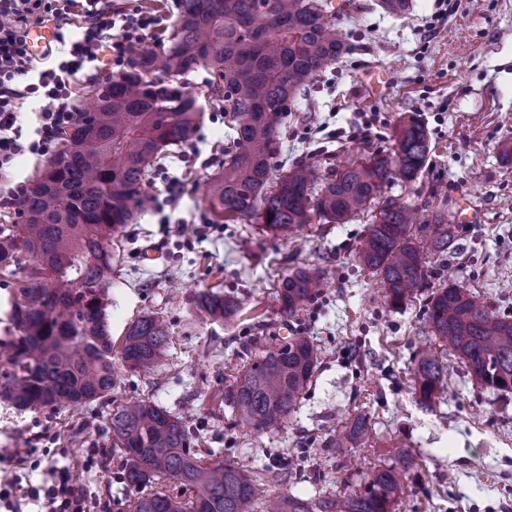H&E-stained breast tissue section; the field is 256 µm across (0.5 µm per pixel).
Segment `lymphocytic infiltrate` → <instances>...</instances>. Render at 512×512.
<instances>
[{"mask_svg": "<svg viewBox=\"0 0 512 512\" xmlns=\"http://www.w3.org/2000/svg\"><path fill=\"white\" fill-rule=\"evenodd\" d=\"M83 13L88 22L73 37L63 30L71 15ZM53 18L63 52L46 48L36 55L29 45L30 29ZM160 20L124 7L105 8L100 0H0V177H8L13 160L27 153L52 155L60 135L77 116L75 99L87 71L97 69L108 54V76L123 73L134 55L144 50L146 32ZM43 101L35 130L36 140L24 139L21 111L27 100ZM39 512H100L102 504L72 481L68 466L51 465L41 484L27 488L12 512H22L24 501Z\"/></svg>", "mask_w": 512, "mask_h": 512, "instance_id": "lymphocytic-infiltrate-1", "label": "lymphocytic infiltrate"}]
</instances>
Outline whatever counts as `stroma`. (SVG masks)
I'll return each instance as SVG.
<instances>
[{
    "instance_id": "obj_1",
    "label": "stroma",
    "mask_w": 512,
    "mask_h": 512,
    "mask_svg": "<svg viewBox=\"0 0 512 512\" xmlns=\"http://www.w3.org/2000/svg\"><path fill=\"white\" fill-rule=\"evenodd\" d=\"M352 52L329 66L290 112L277 166L310 157L322 172L394 148L400 123L415 119L430 137L427 166L410 183L394 181L387 196L415 208L419 222L463 215L448 252L424 250L426 277L403 307L382 300L379 277L357 249L372 212L346 224H309L298 238H274L259 224L213 223L204 201L224 160L223 103L207 102L197 138L172 146L152 166L143 210L112 238L108 315L115 348L143 314L165 320L169 343L151 374L124 371L112 403L155 402L180 417L202 452L263 470L306 457L300 473L268 492L306 499L360 492L372 470L408 450L413 470L396 512H512V394L483 389L431 330L425 302L443 284L483 295L512 317V0H410L393 15L379 0H333ZM183 186L170 200L171 181ZM34 265L0 269V371L14 333L11 307ZM298 265L325 273L327 287L307 310L278 313L279 278ZM241 303L229 324L203 319L195 304L204 289ZM290 334L318 349L319 367L286 426L261 433L237 424L224 395L255 355ZM432 348L447 367L446 388L420 402L414 359ZM112 404L27 412L0 402V481H38V466L66 456L73 478L110 512L131 498L117 478L106 430ZM366 416L369 441L325 450L335 430ZM31 449L28 463L7 456ZM103 449V465L87 451Z\"/></svg>"
}]
</instances>
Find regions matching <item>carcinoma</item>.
Here are the masks:
<instances>
[{
  "mask_svg": "<svg viewBox=\"0 0 512 512\" xmlns=\"http://www.w3.org/2000/svg\"><path fill=\"white\" fill-rule=\"evenodd\" d=\"M168 46L144 50L112 79L92 84L91 100L63 134L19 204L23 232L0 226V268L27 253L36 274L18 289L13 315L17 335L8 342L9 368L0 399L18 412L63 409L105 401L122 371L151 372L166 354L168 333L143 315L123 338L122 361L112 362L107 289L112 285V235L134 223L151 163L167 147L197 137L204 107L184 81L199 70L210 78L204 93L227 105L230 146L206 190L216 222L261 224L274 237L299 236L315 221L344 224L367 205L379 214L358 247L360 261L381 276L388 305L398 308L425 280L420 241L439 252L457 236L454 224L413 225V210L384 196L395 179L410 183L428 158L425 127L396 126L397 151L324 176L301 157L273 178L288 112L329 64L352 52L330 0H180ZM321 273L299 266L279 279L283 319L298 315L321 293ZM196 306L215 321L234 320L236 297L201 290ZM435 335L447 341L474 381L512 392V319L493 313L480 294L453 284L426 303ZM317 348L305 336L263 352L228 391L237 422L255 432L288 422L317 370ZM414 382L420 400L444 390L441 361L417 356ZM112 447L121 454L126 486L138 488L168 475L192 492L188 503L168 493L135 497L130 512H253L256 483L265 475L239 462L206 463L191 448L181 420L152 402L112 408ZM407 455L376 468L353 495L317 500L288 492L267 495L263 512H394L408 473Z\"/></svg>",
  "mask_w": 512,
  "mask_h": 512,
  "instance_id": "cac0c4a2",
  "label": "carcinoma"
}]
</instances>
